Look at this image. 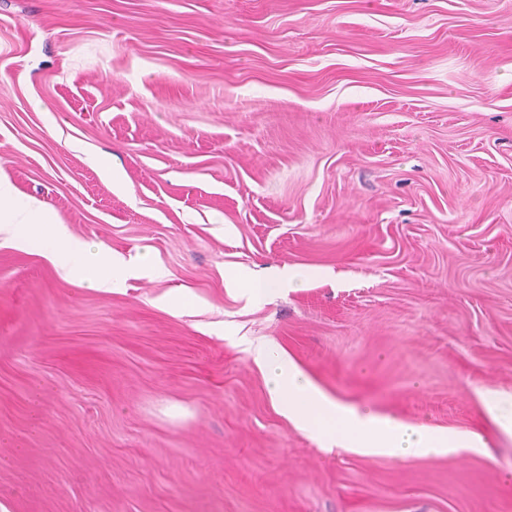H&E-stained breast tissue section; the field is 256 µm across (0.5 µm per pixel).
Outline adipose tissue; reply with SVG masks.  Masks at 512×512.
I'll use <instances>...</instances> for the list:
<instances>
[{
  "label": "adipose tissue",
  "instance_id": "1",
  "mask_svg": "<svg viewBox=\"0 0 512 512\" xmlns=\"http://www.w3.org/2000/svg\"><path fill=\"white\" fill-rule=\"evenodd\" d=\"M0 241L20 248H38L64 280H75L88 288L116 287L134 271L152 277L162 274L149 253L128 260L102 244L73 236L44 203L18 194L1 176ZM307 281V274L288 269L270 277L247 272L228 277L232 287L255 299L287 288H302ZM249 355L265 370L270 395L281 413L327 448L405 457L484 445L482 437L474 433L462 436L451 430L412 426L347 406L316 387L289 358L273 355L265 344L251 345Z\"/></svg>",
  "mask_w": 512,
  "mask_h": 512
}]
</instances>
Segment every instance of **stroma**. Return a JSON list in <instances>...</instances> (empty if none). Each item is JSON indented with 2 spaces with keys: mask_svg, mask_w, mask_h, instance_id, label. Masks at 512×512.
I'll list each match as a JSON object with an SVG mask.
<instances>
[{
  "mask_svg": "<svg viewBox=\"0 0 512 512\" xmlns=\"http://www.w3.org/2000/svg\"><path fill=\"white\" fill-rule=\"evenodd\" d=\"M0 175L166 272L0 245V512H512V0H0ZM253 339L488 447L325 452ZM307 281L306 273L288 269L270 277H256L247 272H235L228 277V282L233 288H238L255 299H265L285 288H303ZM483 401L488 413L501 431L512 436V398H505L495 392L487 391L483 395Z\"/></svg>",
  "mask_w": 512,
  "mask_h": 512,
  "instance_id": "35a3bbf8",
  "label": "stroma"
}]
</instances>
